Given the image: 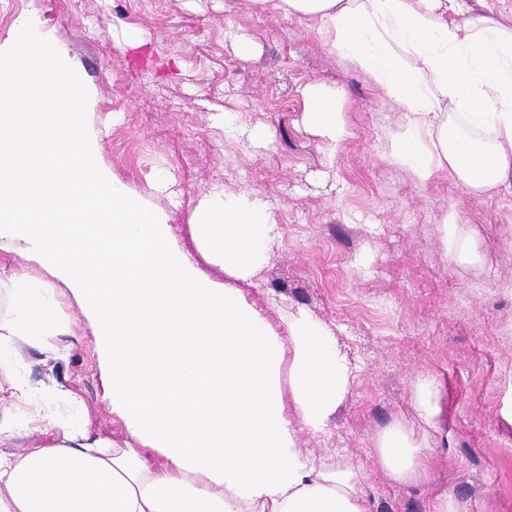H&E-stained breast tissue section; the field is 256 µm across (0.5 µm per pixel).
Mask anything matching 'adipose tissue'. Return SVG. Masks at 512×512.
<instances>
[{"label":"adipose tissue","mask_w":512,"mask_h":512,"mask_svg":"<svg viewBox=\"0 0 512 512\" xmlns=\"http://www.w3.org/2000/svg\"><path fill=\"white\" fill-rule=\"evenodd\" d=\"M259 11L318 21L332 48L369 74L405 119L387 156L420 185L448 172L485 197L512 189V26L483 0H250ZM305 121L328 145L349 134L335 89L303 90ZM86 89L60 47H0V512H370L356 468L305 455L300 431H325L354 366L331 327L304 308L279 336L240 285L281 237L250 194L204 196L195 253L105 170L87 133ZM455 265L482 264L473 231L440 226ZM233 284L215 286L199 261ZM73 296L99 355L104 398L129 445L79 423L84 401L33 386L28 350L63 360ZM396 482L427 475L412 429L377 442Z\"/></svg>","instance_id":"1"}]
</instances>
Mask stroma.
<instances>
[{"label": "stroma", "mask_w": 512, "mask_h": 512, "mask_svg": "<svg viewBox=\"0 0 512 512\" xmlns=\"http://www.w3.org/2000/svg\"><path fill=\"white\" fill-rule=\"evenodd\" d=\"M34 20L60 45L90 92L86 129L102 165L176 243L193 250L190 218L216 191L268 205L282 237L263 271L242 284L279 335L295 307L336 334L355 367L351 390L325 432L298 446L363 474L371 512H435L450 492L459 512H512V194L475 198L447 175L422 186L387 148L405 114L365 72L339 56L315 21L258 13L249 0H0V44ZM235 30L255 45L241 57ZM336 88L350 135L326 146L304 123L302 90ZM269 127L251 147L214 126L216 112ZM165 176L168 189L153 188ZM481 239L484 269L455 265L439 239L445 215ZM67 360L25 358L34 385L55 378L79 394L92 432L124 442L102 397L86 318ZM439 390L436 427L411 401L418 381ZM405 419L424 439L426 480L393 482L376 456L379 435Z\"/></svg>", "instance_id": "stroma-1"}]
</instances>
